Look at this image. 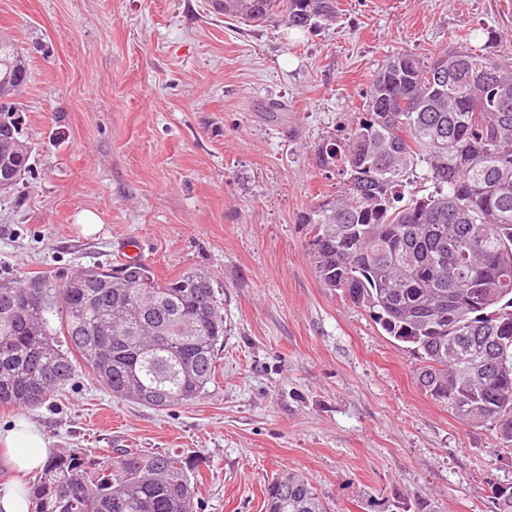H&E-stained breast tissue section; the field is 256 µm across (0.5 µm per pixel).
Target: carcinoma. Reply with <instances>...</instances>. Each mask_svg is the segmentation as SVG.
Masks as SVG:
<instances>
[{"label":"carcinoma","mask_w":512,"mask_h":512,"mask_svg":"<svg viewBox=\"0 0 512 512\" xmlns=\"http://www.w3.org/2000/svg\"><path fill=\"white\" fill-rule=\"evenodd\" d=\"M290 27L336 18V0H224L222 14ZM30 78L23 52L0 42V78ZM512 56L460 45L421 60L387 57L368 111L320 152L340 186L301 215L321 284L368 309L421 358L417 383L466 424L512 447ZM26 154L0 169L19 180ZM423 168L433 191L410 186ZM104 277L10 280L0 288V405L32 409L75 374L76 359L112 396L165 409L206 390L224 344V294L188 270L161 282L138 260ZM59 320L50 327L47 314ZM486 375L476 388L471 375ZM100 460L72 450L48 458L29 485L34 512H197L187 457L114 448ZM493 512H512V486ZM267 512H326L300 474L275 480Z\"/></svg>","instance_id":"obj_1"}]
</instances>
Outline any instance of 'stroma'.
Wrapping results in <instances>:
<instances>
[{
    "mask_svg": "<svg viewBox=\"0 0 512 512\" xmlns=\"http://www.w3.org/2000/svg\"><path fill=\"white\" fill-rule=\"evenodd\" d=\"M0 33L31 72L0 279L118 265L133 245L158 280L196 269L224 289V344L192 404L116 399L81 365L59 399L0 407L1 427L29 420L56 453L181 452L201 512H265L291 472L329 512H491L512 450L427 397L411 345L321 285L300 217L335 190L319 150L366 111L387 56L464 39L512 55V0H337L309 28L210 0H0Z\"/></svg>",
    "mask_w": 512,
    "mask_h": 512,
    "instance_id": "35a3bbf8",
    "label": "stroma"
}]
</instances>
